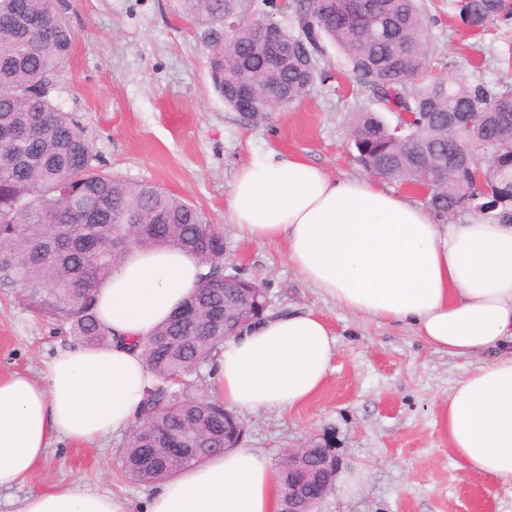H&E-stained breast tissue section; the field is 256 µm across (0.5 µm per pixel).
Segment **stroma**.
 <instances>
[{
	"label": "stroma",
	"mask_w": 512,
	"mask_h": 512,
	"mask_svg": "<svg viewBox=\"0 0 512 512\" xmlns=\"http://www.w3.org/2000/svg\"><path fill=\"white\" fill-rule=\"evenodd\" d=\"M429 50L426 79H512V20L477 34L460 26L453 0H421ZM75 32L51 96L81 121L104 168L130 184L153 183L199 208L224 232L226 264L262 281L270 312L319 313L336 340L322 389L292 410L239 413L246 446L279 462L289 448L327 445L342 480L362 472L360 490L341 487L316 512H512V489L464 470L448 446L449 397L474 366L433 350L407 323L378 324L336 307L289 266L280 243L241 240L227 219L236 170L275 149L304 157L330 176H364L350 118L377 104L325 45L324 74L302 98L257 123L215 93L196 24L183 0H62ZM55 319L0 288V374L38 376L56 349L72 345ZM125 433L103 449L61 442L19 489L0 494V512L32 493L80 483L126 498L134 512L151 485L123 477Z\"/></svg>",
	"instance_id": "35a3bbf8"
}]
</instances>
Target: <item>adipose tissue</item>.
Instances as JSON below:
<instances>
[{"label": "adipose tissue", "mask_w": 512, "mask_h": 512, "mask_svg": "<svg viewBox=\"0 0 512 512\" xmlns=\"http://www.w3.org/2000/svg\"><path fill=\"white\" fill-rule=\"evenodd\" d=\"M228 212L241 238L284 242L292 269L337 307L411 324L452 356L488 355L448 399V445L463 468L512 487V224H444L373 178H335L273 150L236 171ZM205 271L175 248L130 251L96 291L110 344L59 350L37 378L0 376V490L24 486L55 443L100 444L136 420L153 381L138 343ZM335 352L317 312L267 315L225 341L216 393L241 412L294 409L320 391ZM280 500L278 470L240 445L163 480L144 512H279ZM15 512L130 509L74 483L26 496Z\"/></svg>", "instance_id": "ef3b65f1"}]
</instances>
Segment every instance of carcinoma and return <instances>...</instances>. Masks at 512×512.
I'll use <instances>...</instances> for the list:
<instances>
[{
	"label": "carcinoma",
	"instance_id": "carcinoma-1",
	"mask_svg": "<svg viewBox=\"0 0 512 512\" xmlns=\"http://www.w3.org/2000/svg\"><path fill=\"white\" fill-rule=\"evenodd\" d=\"M204 27L199 39L209 76L234 112L264 114L257 96L244 107L245 88L274 85L291 103L322 77L319 37L348 63V76L386 111L407 117L404 129L378 112L353 114L357 159L369 173L395 182L406 176L444 177L426 203L441 215L471 209L512 223V85L485 81L418 83L428 51L419 0H295L298 31L281 29L288 58L267 61V45L243 13L242 0H183ZM466 29L485 32L512 18V0H461ZM236 23L224 42V21ZM51 31L48 44L41 30ZM75 33L60 0H0V288L20 287L26 299L68 326L80 343L104 344L110 331L97 319L94 297L131 247H174L208 267L197 290L192 321L168 319L139 343L155 376L142 417L130 427L122 471L149 484L243 441L244 428L215 398L197 393L191 377L213 375L226 336L224 295L251 299L244 322L267 313L263 284L240 276L223 287L224 233L197 207L154 184L131 185L107 172L79 119L50 98L53 79ZM493 157L482 166L484 189L472 187L474 161H449L458 147ZM188 427L201 447L170 459L168 441Z\"/></svg>",
	"mask_w": 512,
	"mask_h": 512
}]
</instances>
